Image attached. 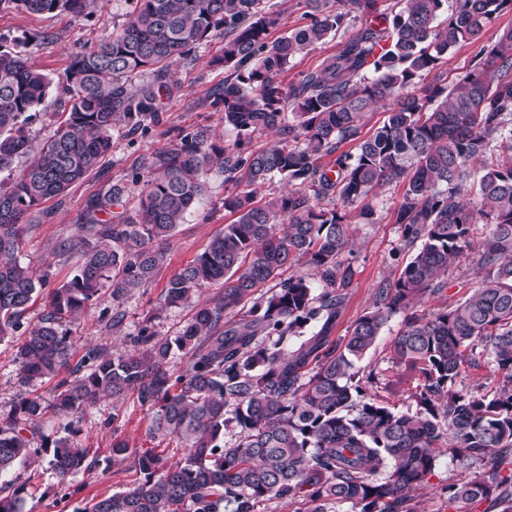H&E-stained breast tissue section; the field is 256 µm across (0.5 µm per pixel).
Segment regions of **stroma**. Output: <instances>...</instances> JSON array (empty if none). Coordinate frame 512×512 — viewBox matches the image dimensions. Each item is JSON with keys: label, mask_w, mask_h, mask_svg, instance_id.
<instances>
[{"label": "stroma", "mask_w": 512, "mask_h": 512, "mask_svg": "<svg viewBox=\"0 0 512 512\" xmlns=\"http://www.w3.org/2000/svg\"><path fill=\"white\" fill-rule=\"evenodd\" d=\"M132 8V0H99L80 16H38L14 9L0 10V46L26 52L31 64L50 80L45 103L27 125L33 143H41L48 137L60 113L69 109L66 70L71 58L97 46L112 31L120 29ZM510 26L512 13H502L487 26L480 40L450 51L440 65L445 76L454 81L468 73L479 51L490 44L498 31ZM223 44L224 31L216 29L188 57L176 62L169 75L171 94L164 98L156 119L137 133H114L112 150L98 169L69 189L62 201H49L43 212L29 216L32 228L22 242L19 257L34 271L47 273V289L59 287L74 275L73 262L60 256L59 246L83 223L92 199L103 195L112 184L130 182L135 173L144 170L151 153L175 139L181 131L207 126L214 131L216 140H223L221 114L210 105L212 90L225 77L224 69L211 63ZM206 183L207 193L201 204L177 228L166 247L152 287L120 304L113 300L112 291L107 288L85 307L75 326L72 362H79L88 346L95 344L130 348L132 337L147 317H154V329L159 335L171 337L188 321L190 308L165 306V285L232 220L231 214L224 210V195L232 187L225 184L223 173L217 169L208 171ZM402 194V186L387 187L375 200V223L357 227L356 249L351 258L353 283L330 333V342L344 344L355 321L371 310L379 286L394 279L409 258L400 248V233L393 218ZM478 282L468 264H460L451 273L445 292L425 301L419 306V313L430 314L456 303ZM43 309V301H36L14 340L0 342V415L12 411L28 396L52 400L59 382L69 376L63 370L58 376L26 385L18 380L17 342L38 325ZM116 313L122 318L120 327L106 328V318ZM401 329V316L390 319L369 355L357 363L356 369L360 378L367 380L368 393L384 405L404 412L416 407L413 397L416 375L398 368L391 359V347ZM150 420L148 407L132 395L118 402L100 401L78 420L45 416L39 424L41 435L51 440L66 437L77 442L88 449L95 464L61 482L49 466L51 449H42L38 462L13 474L16 482L24 486V512H80L92 499L135 487L144 479L138 458L146 452L156 454L167 465L178 461L183 453L179 441L154 436L149 430ZM118 440L127 441L130 450L124 461L116 464L112 461V445ZM437 454L434 472L427 483L409 495L413 512H452L444 489L463 477L466 470L455 449L444 445L438 448Z\"/></svg>", "instance_id": "35a3bbf8"}]
</instances>
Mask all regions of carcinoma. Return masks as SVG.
<instances>
[{"instance_id":"carcinoma-1","label":"carcinoma","mask_w":512,"mask_h":512,"mask_svg":"<svg viewBox=\"0 0 512 512\" xmlns=\"http://www.w3.org/2000/svg\"><path fill=\"white\" fill-rule=\"evenodd\" d=\"M132 2L119 30L70 61L66 117L23 166L31 152L26 124L50 81L21 52L0 47V173L14 174L10 188L0 189V341L22 328L48 278L18 259L28 214L99 167L117 124L135 133L155 116L170 66L219 26L224 46L212 64L230 74L210 98L224 113V143L200 126L154 152L132 180L142 184L133 216L117 212L129 196L125 183L90 201L78 232L61 244L76 272L51 292L17 348L21 383L68 366L71 325L102 288L121 303L152 285L164 247L206 193L209 168L245 190L224 196L236 220L166 284V306L193 307L191 320L172 338L148 318L132 350L88 349L51 402L25 398L19 412L1 417L0 478L39 455L28 421L49 412L75 419L104 396L132 392L152 412L150 431L177 437L184 454L169 466L142 454L140 484L81 512H256L262 501L296 495L309 499L311 512L340 504L403 512L408 492L434 471L445 437L471 470L445 488L448 502L492 500L512 512V473L502 474L497 462L512 451V27L464 77L450 83L439 72L450 50L477 40L512 0H304L310 22L275 39L280 12L270 0ZM93 3L0 0V9L80 15ZM340 33L346 38L317 69L283 81L296 54ZM382 101L389 102L385 119L363 133ZM265 131L278 138L258 151L244 148ZM349 142L355 152L340 151ZM330 155V166L322 165ZM275 177L291 189L255 200V188ZM394 183L404 185L394 223L402 248L414 254L338 347L328 335L353 276L343 266L355 243L349 211L359 224L375 223L372 201ZM461 259L481 274L480 284L450 308L417 314L444 292ZM295 260L312 273L280 283L248 317L224 325L226 311ZM210 285L223 287L221 297L197 304ZM400 314L392 362L421 377L416 409L406 412L368 394L354 371ZM314 320L320 329L295 350L279 347ZM273 334L278 340L265 343ZM478 348L503 379L491 397L457 388ZM179 353L189 361L178 372ZM230 427L240 440L227 447ZM87 459L73 441H53L59 481ZM0 512H23L10 481L0 484Z\"/></svg>"}]
</instances>
